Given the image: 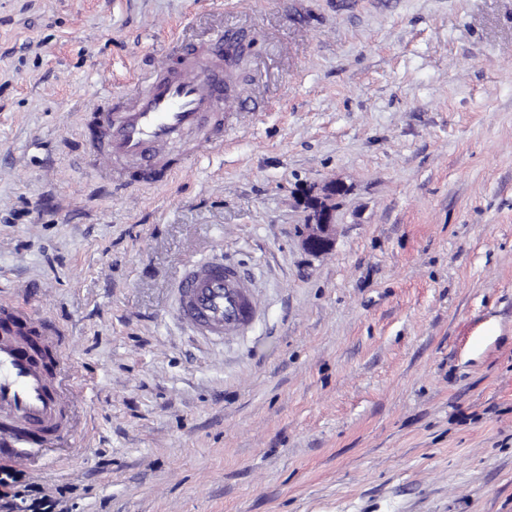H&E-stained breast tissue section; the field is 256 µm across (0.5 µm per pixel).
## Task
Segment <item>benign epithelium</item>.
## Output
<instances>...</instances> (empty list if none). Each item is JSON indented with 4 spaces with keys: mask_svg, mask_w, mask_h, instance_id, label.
I'll list each match as a JSON object with an SVG mask.
<instances>
[{
    "mask_svg": "<svg viewBox=\"0 0 512 512\" xmlns=\"http://www.w3.org/2000/svg\"><path fill=\"white\" fill-rule=\"evenodd\" d=\"M346 192L344 184L329 181L304 195L307 215L301 231L303 247L313 253L329 251L335 242L336 211L339 198Z\"/></svg>",
    "mask_w": 512,
    "mask_h": 512,
    "instance_id": "1",
    "label": "benign epithelium"
}]
</instances>
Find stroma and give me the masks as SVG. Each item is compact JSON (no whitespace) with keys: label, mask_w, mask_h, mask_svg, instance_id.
I'll return each mask as SVG.
<instances>
[{"label":"stroma","mask_w":512,"mask_h":512,"mask_svg":"<svg viewBox=\"0 0 512 512\" xmlns=\"http://www.w3.org/2000/svg\"><path fill=\"white\" fill-rule=\"evenodd\" d=\"M223 27L269 109L112 192L88 107ZM224 256L265 319L210 345L170 289ZM0 300L67 333L65 512H512V0H0ZM345 192L343 183L329 181L304 195L303 205L307 215L301 236L302 245L307 251L320 254L333 247L338 200Z\"/></svg>","instance_id":"obj_1"}]
</instances>
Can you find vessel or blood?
I'll return each mask as SVG.
<instances>
[{"label": "vessel or blood", "mask_w": 512, "mask_h": 512, "mask_svg": "<svg viewBox=\"0 0 512 512\" xmlns=\"http://www.w3.org/2000/svg\"><path fill=\"white\" fill-rule=\"evenodd\" d=\"M237 41L236 31L223 29L206 45L174 42L175 64L138 75L121 100L88 113L84 158L107 157L108 179L153 188L176 175L180 157L171 147L187 135L197 151H223L226 52ZM171 296L177 318L207 340L245 334L259 319L253 284L231 262L187 265ZM63 342L61 329L33 327L23 306L0 302V457L31 465L34 449L75 433L66 415L63 382L73 370Z\"/></svg>", "instance_id": "1"}]
</instances>
